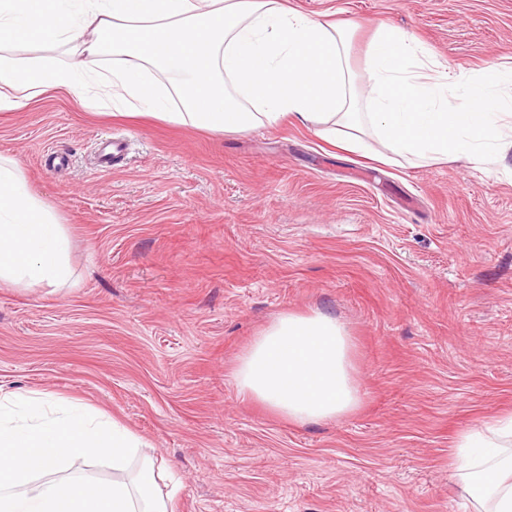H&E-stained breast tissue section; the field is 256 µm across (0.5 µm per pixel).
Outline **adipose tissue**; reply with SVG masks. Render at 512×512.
Masks as SVG:
<instances>
[{
    "label": "adipose tissue",
    "mask_w": 512,
    "mask_h": 512,
    "mask_svg": "<svg viewBox=\"0 0 512 512\" xmlns=\"http://www.w3.org/2000/svg\"><path fill=\"white\" fill-rule=\"evenodd\" d=\"M360 22L321 20L284 0H0V112L94 85L122 115L224 134L282 119L384 164L504 163L512 154V68L454 74L410 31L378 21L364 75L350 64ZM68 47L69 62L51 56ZM107 68H99L101 60ZM59 216L0 161V285L71 276ZM353 342L335 317L285 312L241 353L242 393L298 424L353 413ZM141 443L100 412L37 391L0 392V512H172L162 465L128 466ZM474 512H512V412L457 439ZM105 461L112 478L70 474Z\"/></svg>",
    "instance_id": "ef3b65f1"
}]
</instances>
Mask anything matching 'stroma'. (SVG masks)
Segmentation results:
<instances>
[{"label":"stroma","instance_id":"35a3bbf8","mask_svg":"<svg viewBox=\"0 0 512 512\" xmlns=\"http://www.w3.org/2000/svg\"><path fill=\"white\" fill-rule=\"evenodd\" d=\"M415 32L465 73L512 64V0H291ZM51 92L0 112L71 241L68 285L0 287V388L90 406L180 479L174 512H472L456 435L512 410V157L383 166L281 122L224 135ZM130 138L110 170L105 135ZM63 166L53 167L57 154ZM353 338L363 403L297 425L242 394L282 312Z\"/></svg>","mask_w":512,"mask_h":512}]
</instances>
